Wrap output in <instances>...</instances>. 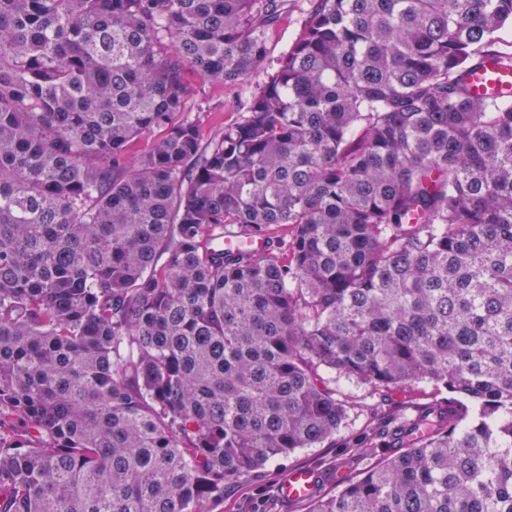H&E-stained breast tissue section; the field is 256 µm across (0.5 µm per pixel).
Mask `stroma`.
Masks as SVG:
<instances>
[{"label":"stroma","instance_id":"stroma-1","mask_svg":"<svg viewBox=\"0 0 512 512\" xmlns=\"http://www.w3.org/2000/svg\"><path fill=\"white\" fill-rule=\"evenodd\" d=\"M308 8L309 0H286L269 44L270 60H277L299 36ZM268 75V70L264 69L254 73L242 84L222 87L202 83L195 74H188L187 81L193 90L190 104L207 112V132H214L225 123L235 120L237 114L231 106L232 101L249 99L264 84ZM448 397L446 390H437L433 385L421 383L395 391L391 405L352 409L345 427L332 440L320 447L308 448L278 459L268 465L259 476L242 477L227 485L223 502L215 506L213 512H307V502L285 505L278 498L277 484L288 469L295 466L310 467L320 476L317 492L336 491L337 473L354 475L366 468V461L351 458L344 452L343 445L371 422L373 417L388 414L390 406L393 405L442 404Z\"/></svg>","mask_w":512,"mask_h":512}]
</instances>
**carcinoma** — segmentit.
Instances as JSON below:
<instances>
[{"mask_svg": "<svg viewBox=\"0 0 512 512\" xmlns=\"http://www.w3.org/2000/svg\"><path fill=\"white\" fill-rule=\"evenodd\" d=\"M0 0V512H211L412 404L308 512H512V0ZM258 238L253 250L225 239ZM308 9L309 0H286L269 44L268 66L254 73L248 81L233 87L213 86L202 83L193 72L187 73L188 84L193 90L190 105L194 107V112L197 107L208 112L207 134L236 119L237 112L232 109V101L249 99L264 84L276 60L299 36ZM493 60L487 63L484 70L474 76L473 81L476 91L485 93L491 92L501 86H508L512 82V69L498 56H492ZM340 390L357 396V402H364L369 406L363 409L355 407L349 411L346 426L332 440L321 444L320 447L308 448L278 459L268 465L259 476L241 477L227 485L224 488V502L215 506L213 512H307V501L302 500L313 493L317 482V475L312 469L320 475L316 487L319 495L322 492L337 490L338 471H342L344 476L355 475L369 465L367 460L351 458L341 447L371 422L373 417H383L393 407L406 403L444 404L448 397H454L444 389L435 390L432 384L421 383L405 390H396L390 405L378 407L371 399H363L365 389L362 386L342 383ZM295 466H307L312 469L293 468L288 471ZM279 499L285 504H292L285 506Z\"/></svg>", "mask_w": 512, "mask_h": 512, "instance_id": "carcinoma-1", "label": "carcinoma"}]
</instances>
